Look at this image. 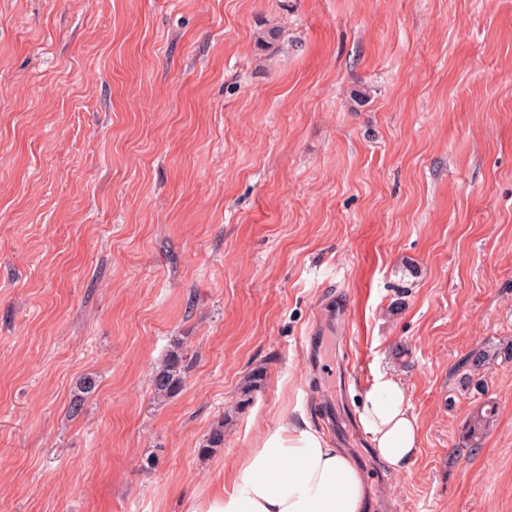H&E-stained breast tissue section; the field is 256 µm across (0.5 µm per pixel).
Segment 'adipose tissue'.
<instances>
[{
	"label": "adipose tissue",
	"instance_id": "adipose-tissue-1",
	"mask_svg": "<svg viewBox=\"0 0 512 512\" xmlns=\"http://www.w3.org/2000/svg\"><path fill=\"white\" fill-rule=\"evenodd\" d=\"M359 422L377 456L407 474L421 426L402 382L385 374L365 393ZM367 487L344 449L334 447L293 409L269 429L259 447L236 463L222 484L191 502L188 512H365Z\"/></svg>",
	"mask_w": 512,
	"mask_h": 512
}]
</instances>
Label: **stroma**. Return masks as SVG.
Here are the masks:
<instances>
[{"mask_svg": "<svg viewBox=\"0 0 512 512\" xmlns=\"http://www.w3.org/2000/svg\"><path fill=\"white\" fill-rule=\"evenodd\" d=\"M511 351L512 0H0V512H185L383 372L368 512H512ZM185 371L184 355L178 350L172 351L152 373L151 382L155 393L162 396L177 394L183 388ZM406 400L402 382L380 374L364 394L359 422L385 467L408 474L419 451L421 426ZM486 407V409H484ZM478 409L470 418L466 426L462 444L465 448H477L480 445L489 419L495 416V405H485Z\"/></svg>", "mask_w": 512, "mask_h": 512, "instance_id": "obj_1", "label": "stroma"}]
</instances>
